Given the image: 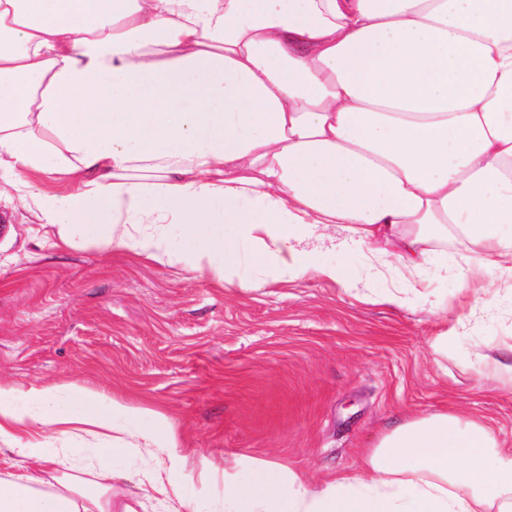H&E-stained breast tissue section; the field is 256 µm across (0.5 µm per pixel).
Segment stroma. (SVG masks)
I'll use <instances>...</instances> for the list:
<instances>
[{"mask_svg": "<svg viewBox=\"0 0 512 512\" xmlns=\"http://www.w3.org/2000/svg\"><path fill=\"white\" fill-rule=\"evenodd\" d=\"M19 205L0 202V383L94 389L164 414L189 452L176 479L204 512L224 486L276 462L312 481L359 467L401 416L476 418L512 448V388L480 373L476 352L512 361V281L486 304L456 276L422 277L447 318L378 302L405 279L370 278L363 252H329L370 298L316 277L261 292L107 247L50 253ZM447 355L429 341L445 327ZM116 496L147 494L138 450L103 457Z\"/></svg>", "mask_w": 512, "mask_h": 512, "instance_id": "obj_1", "label": "stroma"}]
</instances>
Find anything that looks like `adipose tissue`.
<instances>
[{
    "mask_svg": "<svg viewBox=\"0 0 512 512\" xmlns=\"http://www.w3.org/2000/svg\"><path fill=\"white\" fill-rule=\"evenodd\" d=\"M28 173L72 189L34 192ZM2 184L55 250L109 245L247 291L307 276L356 291L324 254L358 248L414 280L384 302L447 315L420 273L447 270L449 244L463 289L512 278V0H0ZM89 442L145 449L157 497L202 512L166 418L57 384H0V512H137L71 476ZM224 505L512 512V449L474 419L403 417L359 470L318 483L257 464Z\"/></svg>",
    "mask_w": 512,
    "mask_h": 512,
    "instance_id": "adipose-tissue-1",
    "label": "adipose tissue"
}]
</instances>
